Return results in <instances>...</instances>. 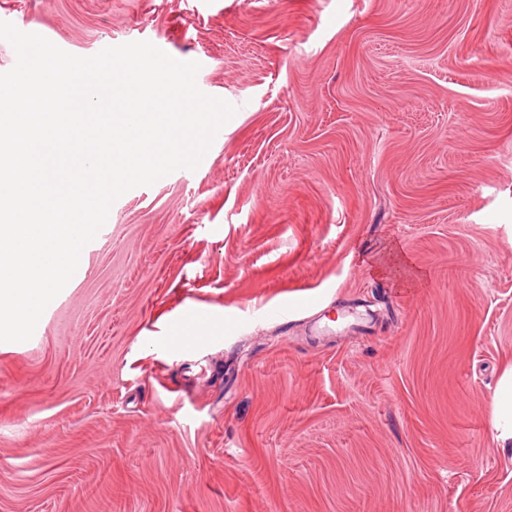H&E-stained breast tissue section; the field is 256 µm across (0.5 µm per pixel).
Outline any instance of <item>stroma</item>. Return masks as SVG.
<instances>
[{
  "label": "stroma",
  "mask_w": 512,
  "mask_h": 512,
  "mask_svg": "<svg viewBox=\"0 0 512 512\" xmlns=\"http://www.w3.org/2000/svg\"><path fill=\"white\" fill-rule=\"evenodd\" d=\"M236 106L0 342V512H512V0H0ZM201 311L218 332L172 342ZM492 424L501 448L512 447V362L503 371L492 402Z\"/></svg>",
  "instance_id": "stroma-1"
}]
</instances>
